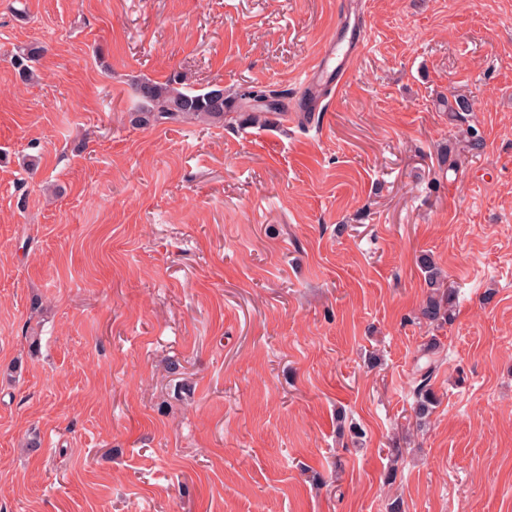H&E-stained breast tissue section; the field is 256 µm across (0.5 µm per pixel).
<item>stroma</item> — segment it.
Segmentation results:
<instances>
[{
	"label": "stroma",
	"instance_id": "obj_1",
	"mask_svg": "<svg viewBox=\"0 0 512 512\" xmlns=\"http://www.w3.org/2000/svg\"><path fill=\"white\" fill-rule=\"evenodd\" d=\"M344 2L0 0V512H512V0H359L326 110L251 125ZM173 76L234 120L134 124ZM44 53V47L32 42L12 55V64L22 82H29L35 76L34 64ZM420 267L425 274L424 279L428 287V294L420 308L421 318L430 324H450L454 320L455 293L451 288L445 287V277L435 267L429 255L420 258ZM434 369L430 361L417 367L414 392L416 395V415L426 417L436 403V395L431 385Z\"/></svg>",
	"mask_w": 512,
	"mask_h": 512
}]
</instances>
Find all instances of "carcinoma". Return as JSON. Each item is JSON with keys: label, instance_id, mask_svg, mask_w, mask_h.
I'll list each match as a JSON object with an SVG mask.
<instances>
[{"label": "carcinoma", "instance_id": "carcinoma-1", "mask_svg": "<svg viewBox=\"0 0 512 512\" xmlns=\"http://www.w3.org/2000/svg\"><path fill=\"white\" fill-rule=\"evenodd\" d=\"M44 53V47L32 42L12 55V64L24 83L35 76L34 64ZM133 97L137 103L135 122L140 125L194 120L202 124L224 122L230 115V106L224 99V90L216 87L195 93L181 86L180 79L173 77L165 82L141 79L132 85ZM462 149L471 152L484 147V137L475 125H467L461 131ZM420 267L428 287V294L420 308L421 318L431 324H449L454 320L455 293L444 285L445 277L435 267L431 257L420 258ZM434 369L431 363L417 367L414 392L416 415L426 417L436 403L431 385Z\"/></svg>", "mask_w": 512, "mask_h": 512}]
</instances>
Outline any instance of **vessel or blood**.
Segmentation results:
<instances>
[{"label":"vessel or blood","instance_id":"b4317fda","mask_svg":"<svg viewBox=\"0 0 512 512\" xmlns=\"http://www.w3.org/2000/svg\"><path fill=\"white\" fill-rule=\"evenodd\" d=\"M367 36L366 19L345 14L338 20L335 33L326 39L300 82L301 98L309 110L319 111L326 91L341 86L347 61L363 50Z\"/></svg>","mask_w":512,"mask_h":512}]
</instances>
